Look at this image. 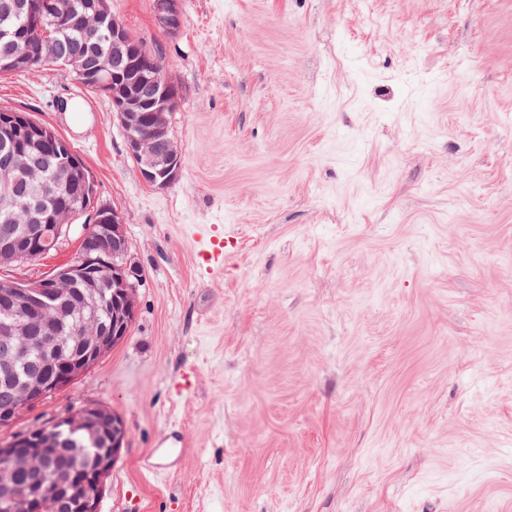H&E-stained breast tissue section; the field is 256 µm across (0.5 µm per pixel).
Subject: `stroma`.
Instances as JSON below:
<instances>
[{"label":"stroma","mask_w":512,"mask_h":512,"mask_svg":"<svg viewBox=\"0 0 512 512\" xmlns=\"http://www.w3.org/2000/svg\"><path fill=\"white\" fill-rule=\"evenodd\" d=\"M110 7L179 92L182 169L145 184L68 69L0 74L141 269L127 334L0 444L110 408L101 512H512V0H181L172 34L153 0ZM207 229L237 241L220 275ZM169 428L180 464L143 469ZM67 425L72 433H80L94 427H102L110 432V447L100 456L95 485H99L103 475L117 461L127 436L124 421L112 410L89 406L67 416Z\"/></svg>","instance_id":"1"}]
</instances>
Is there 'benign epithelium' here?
I'll use <instances>...</instances> for the list:
<instances>
[{"instance_id":"1","label":"benign epithelium","mask_w":512,"mask_h":512,"mask_svg":"<svg viewBox=\"0 0 512 512\" xmlns=\"http://www.w3.org/2000/svg\"><path fill=\"white\" fill-rule=\"evenodd\" d=\"M181 0H154L155 19L168 33L182 24ZM86 13L98 22L90 36L105 38L110 51L87 57L81 53H63L51 28L74 8L73 0H4L0 3V42L9 52L0 56V71L16 68L33 69L60 65L70 69L83 88H96L110 98L112 111L123 129L126 146L138 163L141 179L158 189L171 186L179 176L181 153L171 135L168 114L177 105V93L168 82L163 67L155 62L154 52L144 42H134L126 26L112 15L109 0H82ZM22 15L38 30L37 49L25 46L21 31L12 27L9 17ZM0 137L44 145L55 141L56 131L44 124L32 122L24 113H0ZM44 169L41 159L28 151H13L0 157V211L24 214L23 225L16 237L0 242V264L17 260H32L53 248L70 231L75 218L94 205L93 196H81L60 211L48 212L31 202L26 190L32 188ZM83 236L95 242L84 250L72 271L89 269L94 277L83 284L79 298L65 312L79 311L90 317L104 299L107 285L118 289L116 308L108 326L75 325L62 337L64 325L49 313H59L56 300L66 289L54 287L58 276L52 275L35 284L0 281V298L12 306L10 314L0 321V385L12 396L8 406L0 411V424L12 423L22 411L38 400L64 389L82 372L119 342L126 334L137 309L136 284L128 276L135 274L128 258L129 246L117 209L102 204L94 209V220L82 225ZM88 349L77 365L61 360V350L67 342ZM35 354L43 364L60 366L53 383L43 380L37 368L24 381L13 377L15 364ZM72 433L94 427L110 432V447L100 456L96 481H101L117 461L127 436L124 421L112 410L89 406L67 416ZM57 433L56 427L42 428L36 434L13 439L0 446V509L9 512L15 501L11 479L18 471L32 473L39 483L42 501H55L59 485L44 481L33 469L46 440ZM77 512H99V496L77 486L72 493Z\"/></svg>"}]
</instances>
